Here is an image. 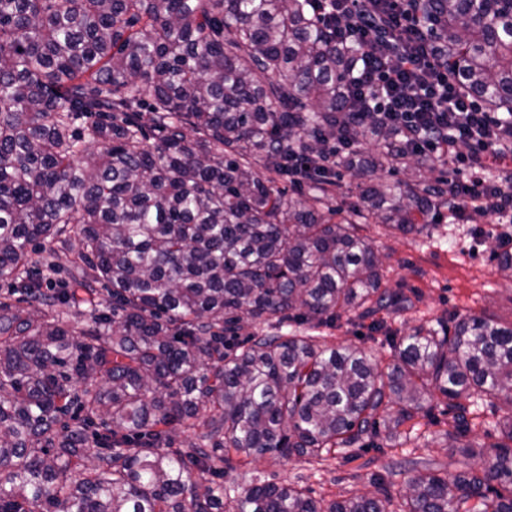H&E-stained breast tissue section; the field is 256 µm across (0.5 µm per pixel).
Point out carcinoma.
<instances>
[{
    "instance_id": "carcinoma-1",
    "label": "carcinoma",
    "mask_w": 512,
    "mask_h": 512,
    "mask_svg": "<svg viewBox=\"0 0 512 512\" xmlns=\"http://www.w3.org/2000/svg\"><path fill=\"white\" fill-rule=\"evenodd\" d=\"M313 2L0 0V279L31 307L0 301V512H392L383 475L326 505L216 478L266 455L401 446L437 394L467 462L423 465L398 512H512V323L457 313L399 336L376 319L387 360L310 335L407 310L359 225L419 232L457 197L395 130L351 116L362 53ZM413 2L453 79L512 122L506 7ZM338 136L373 142L341 163L353 175L403 178L333 206ZM70 232L73 272L49 304L21 275ZM494 260L512 277V251ZM245 316L297 329L240 340ZM480 401L510 405L488 445L468 441Z\"/></svg>"
}]
</instances>
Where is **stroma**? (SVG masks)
Segmentation results:
<instances>
[{
  "mask_svg": "<svg viewBox=\"0 0 512 512\" xmlns=\"http://www.w3.org/2000/svg\"><path fill=\"white\" fill-rule=\"evenodd\" d=\"M363 233L382 257L386 288L406 293L414 303L392 323L399 334L455 313L485 312L512 321V279L495 267V240L475 243L466 225L450 223L444 214L417 233L401 235L380 224L365 225ZM449 428L448 417L441 414L436 423L423 424L422 438L399 448L355 447L320 460L266 457L227 471L221 480L235 488L288 483L327 503L370 491L371 475L387 471L392 493L399 494L415 474L414 461H431L451 475L462 469V456L445 437Z\"/></svg>",
  "mask_w": 512,
  "mask_h": 512,
  "instance_id": "stroma-1",
  "label": "stroma"
}]
</instances>
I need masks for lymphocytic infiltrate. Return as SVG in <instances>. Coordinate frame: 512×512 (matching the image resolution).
Wrapping results in <instances>:
<instances>
[{
    "instance_id": "1",
    "label": "lymphocytic infiltrate",
    "mask_w": 512,
    "mask_h": 512,
    "mask_svg": "<svg viewBox=\"0 0 512 512\" xmlns=\"http://www.w3.org/2000/svg\"><path fill=\"white\" fill-rule=\"evenodd\" d=\"M331 4L323 18L337 42L365 52L350 109L404 134L421 157L447 154L461 201L455 216L476 209L512 223V182L497 186L480 170L512 161V126L500 123L463 93L418 36L410 0H317Z\"/></svg>"
}]
</instances>
